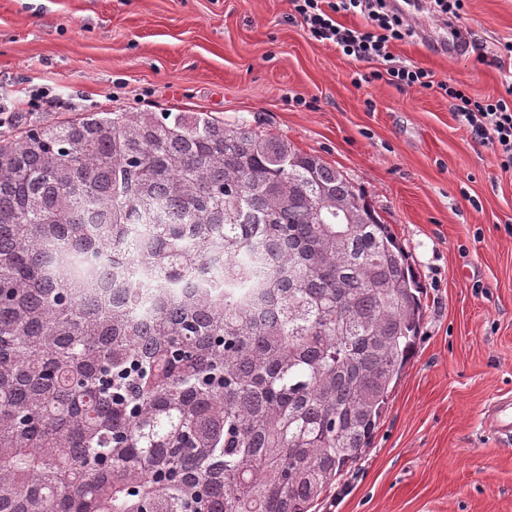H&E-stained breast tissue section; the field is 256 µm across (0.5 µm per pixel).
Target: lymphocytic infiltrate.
<instances>
[{
    "mask_svg": "<svg viewBox=\"0 0 512 512\" xmlns=\"http://www.w3.org/2000/svg\"><path fill=\"white\" fill-rule=\"evenodd\" d=\"M310 39L333 45L348 60L374 64L369 77L400 88L437 92L450 103L456 121L481 143L490 145L501 170H512V77L504 78L499 95L477 98L465 84L434 80L431 71L395 56L396 43L418 37L407 13L389 0H290ZM361 16L364 27L342 24L344 16Z\"/></svg>",
    "mask_w": 512,
    "mask_h": 512,
    "instance_id": "f902f5d3",
    "label": "lymphocytic infiltrate"
}]
</instances>
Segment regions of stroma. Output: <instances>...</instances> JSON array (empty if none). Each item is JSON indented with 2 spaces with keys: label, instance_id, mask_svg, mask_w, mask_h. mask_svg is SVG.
I'll return each instance as SVG.
<instances>
[{
  "label": "stroma",
  "instance_id": "stroma-1",
  "mask_svg": "<svg viewBox=\"0 0 512 512\" xmlns=\"http://www.w3.org/2000/svg\"><path fill=\"white\" fill-rule=\"evenodd\" d=\"M289 0H0V107L11 136L87 111L207 112L288 140L352 180L424 288L415 354L369 448L315 512H512V444L486 410L512 397V172L429 90L354 84L371 64L310 40ZM393 48L485 98L512 58V0H466L468 47L441 28ZM47 89L44 112L24 92Z\"/></svg>",
  "mask_w": 512,
  "mask_h": 512
}]
</instances>
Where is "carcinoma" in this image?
I'll list each match as a JSON object with an SVG mask.
<instances>
[{"label": "carcinoma", "instance_id": "obj_1", "mask_svg": "<svg viewBox=\"0 0 512 512\" xmlns=\"http://www.w3.org/2000/svg\"><path fill=\"white\" fill-rule=\"evenodd\" d=\"M422 310L390 225L282 138L33 123L0 139V512H314Z\"/></svg>", "mask_w": 512, "mask_h": 512}]
</instances>
